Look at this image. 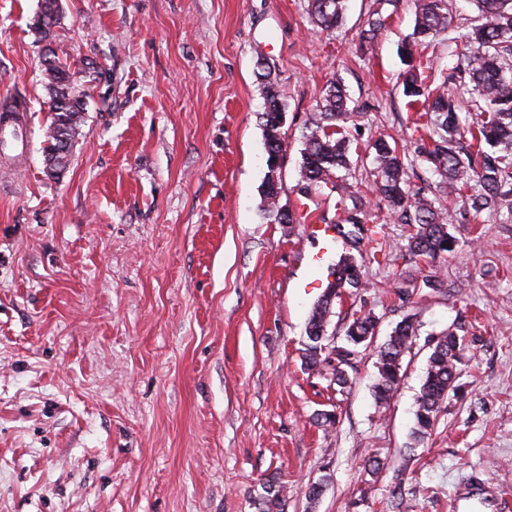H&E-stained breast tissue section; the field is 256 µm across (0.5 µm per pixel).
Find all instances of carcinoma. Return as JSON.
<instances>
[{"instance_id": "1", "label": "carcinoma", "mask_w": 512, "mask_h": 512, "mask_svg": "<svg viewBox=\"0 0 512 512\" xmlns=\"http://www.w3.org/2000/svg\"><path fill=\"white\" fill-rule=\"evenodd\" d=\"M477 10L476 24L462 35L469 50L470 67L452 72L441 83L435 78L433 63L424 55L436 38L448 30V0H415V22L410 41L403 47V93L409 105L416 109L414 131L417 155L427 163L437 179L442 197H431L422 187L408 184L406 166L397 147L386 136L371 142L377 175L373 191L391 213L413 225L406 250L416 257L437 259L455 251L456 238L448 232V216L443 198H464L467 210L477 218L486 211H507L512 223V0H471ZM346 0H309V14L320 27L331 30L340 26ZM62 14L61 0H40L39 10L31 27L44 41L52 37ZM385 26L377 12L368 19L367 28L359 34V50L367 52ZM43 74L48 94L51 121L45 130L42 148L45 172L59 179L71 161L72 150L82 135L87 90L97 86L105 75L103 67L86 60L72 65L66 53L45 46ZM265 107L261 113L267 174L263 184L264 214L276 224H294L296 211L279 204L281 164L274 154L286 146L282 133L281 113L284 105L278 85L271 81V68L263 67L259 74ZM459 85L470 95L469 107L450 90L449 84ZM471 110L477 120L469 123L462 113ZM355 113L348 107L346 88L342 81H331L316 106L306 133L300 162V189L303 196L309 190L332 184L341 191L336 202L341 210L339 220L332 225L342 239L355 245L377 234V226L360 217L361 197L348 190L346 175L353 161L350 153V128ZM352 206H347L346 201ZM333 274L336 289H328L315 304L306 327L307 343L304 367L320 371L324 363L337 362L331 369V381L343 389L350 381L348 368L361 350L372 342L377 320L371 314H360L345 331L344 342L333 340L328 330L333 301L346 288L353 295L366 288L362 263L352 255L340 258ZM432 293L446 290L444 279L428 274L410 288L398 290V299L406 303L420 290ZM418 331L413 318H403L378 347L377 376L374 386L376 399L388 402L394 395L402 367V359L415 340ZM463 327L442 332L431 348L425 375L416 400L414 425L410 432V447L423 443L434 431L438 415L448 399L457 393L464 352L477 337H467ZM265 495L258 503L259 512H284V490L275 478L263 483Z\"/></svg>"}]
</instances>
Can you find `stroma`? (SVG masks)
Wrapping results in <instances>:
<instances>
[{"instance_id":"1","label":"stroma","mask_w":512,"mask_h":512,"mask_svg":"<svg viewBox=\"0 0 512 512\" xmlns=\"http://www.w3.org/2000/svg\"><path fill=\"white\" fill-rule=\"evenodd\" d=\"M347 5L327 32L307 0H63L58 49L111 81L92 91L70 166L51 179L38 0H0V101L21 100L30 127L21 161H0V512H258L272 474L285 512H393L400 477L402 512H453L473 474L512 488V223L472 222L452 197L455 252L431 264L407 253L411 228L373 194L367 145L386 135L411 182L428 178L399 78L415 8ZM448 8L446 38L426 51L445 73L466 67L454 38L476 16L470 0ZM375 11L386 26L364 55L358 35ZM262 61L286 105L280 202L326 225L339 195H299L302 134L328 80L350 95L348 181L380 232L360 246L366 288L335 300L329 329L343 335L362 311L381 343L414 318L387 404L372 392L375 349L342 392L303 367L309 314L349 248L263 215ZM432 272L447 292L400 306L397 290ZM460 321L478 337L461 390L408 448L428 344ZM325 413L335 425H321Z\"/></svg>"}]
</instances>
